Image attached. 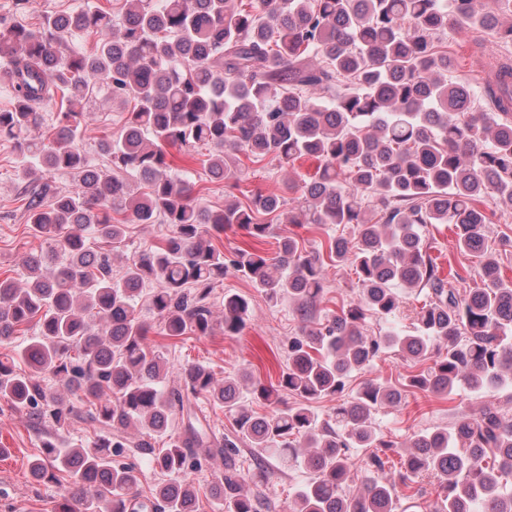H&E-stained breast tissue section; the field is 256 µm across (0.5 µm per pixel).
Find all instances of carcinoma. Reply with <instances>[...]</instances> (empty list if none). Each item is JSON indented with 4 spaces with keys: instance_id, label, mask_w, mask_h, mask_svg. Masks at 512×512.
Wrapping results in <instances>:
<instances>
[{
    "instance_id": "cac0c4a2",
    "label": "carcinoma",
    "mask_w": 512,
    "mask_h": 512,
    "mask_svg": "<svg viewBox=\"0 0 512 512\" xmlns=\"http://www.w3.org/2000/svg\"><path fill=\"white\" fill-rule=\"evenodd\" d=\"M478 26L512 42V0H124L120 20L99 6L47 15L38 29L0 17V83L13 104L0 110V138L18 155L17 177L68 170L72 191L46 203L35 197L27 223L48 250L25 262L23 280L0 279V340L33 324L22 345L28 370L0 361V400L30 419L66 423V396L93 406L99 440L90 448L42 441L29 462L36 482L61 487L58 512H197L192 471L200 449L224 457L211 485L224 512H262L257 489L269 461L312 473L290 512H394L398 487L424 476L440 483L434 512H512V418L495 404L451 426L417 434L403 446L383 438L376 415L403 391L371 379L347 393V379L390 349L430 365L410 386L432 394L512 389V280L489 249V198L512 210V60L497 67L478 104L473 87L448 76L456 57L439 45L448 26ZM95 37L88 51L75 42ZM98 90L128 109L122 135L105 139L110 164L82 153L86 100ZM61 97L51 132L39 133L43 107ZM209 148L212 180H246L242 158L271 157L290 165L321 162L316 174L290 187L296 206L255 191L214 210L173 171L168 147ZM350 224L354 236L329 238L327 250H306L292 237L278 251L239 249L224 255L212 232L238 229L263 239L273 225ZM129 224H167L164 244L129 257L119 273L112 254L88 249L87 232L114 244ZM452 224L457 244L480 258V284L464 292L429 253L424 230ZM67 261L57 265L53 256ZM331 266H353L357 301L316 316ZM248 279L272 303L288 299L302 323L288 339V370L267 385L244 372L219 378L185 365L170 383V366L146 347L137 314L146 284L159 288L151 307L166 335L207 336L220 327L235 336L248 303L224 297V316L208 298L229 273ZM425 292L417 331L391 326L366 336L362 324L386 321L402 294ZM55 381L56 388L45 384ZM297 401L282 405L281 394ZM204 395L233 417L234 436L210 435L190 397ZM336 397L319 419L311 403ZM268 412L258 414L250 403ZM186 423L166 447L171 418ZM130 427L145 430L136 447L153 466L174 475L144 496L139 469L116 464ZM256 453L238 472L240 446ZM372 448L361 486L345 491L352 449Z\"/></svg>"
}]
</instances>
